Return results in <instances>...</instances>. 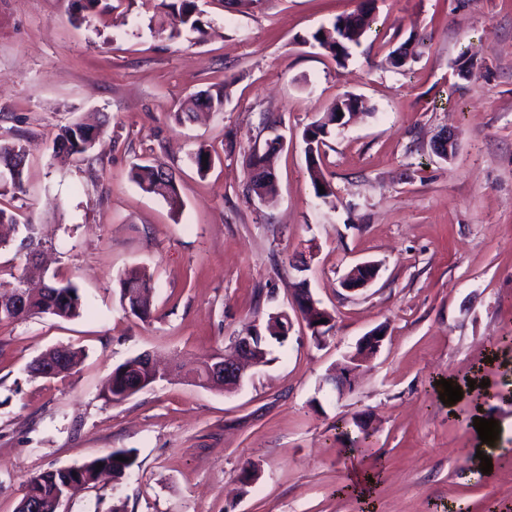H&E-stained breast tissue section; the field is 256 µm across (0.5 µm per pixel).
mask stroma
<instances>
[{"mask_svg":"<svg viewBox=\"0 0 512 512\" xmlns=\"http://www.w3.org/2000/svg\"><path fill=\"white\" fill-rule=\"evenodd\" d=\"M157 3L108 14L87 0H0V139H20L29 162L26 194L0 207L33 225L44 280L73 283L84 305L74 319L0 322V512H16L31 476L119 448L136 449L132 471L59 512H512V0H377L341 65L305 39L359 0H198L204 34L175 37ZM413 35L425 48L392 66ZM223 84V109L178 119ZM347 95L367 111L327 140L325 203L302 132ZM103 118L88 161L53 156L59 126ZM449 131L457 151L443 159L434 143ZM277 135V191L262 204L244 194L246 161ZM145 160L175 173L179 211L131 180ZM364 262L376 279L343 290ZM134 267L154 284L145 321L120 300ZM303 280L334 316L319 340L294 311ZM280 311L287 340L239 389L192 383L206 357ZM380 326L354 388L327 384ZM60 346L83 349L79 363L33 376L30 362ZM141 353L171 375L108 401L113 369ZM443 379L464 387L460 401L442 403ZM473 379L483 386L470 394ZM480 416L500 429L483 476ZM343 421L375 428L367 453L337 438ZM355 469L378 473L368 495L343 493Z\"/></svg>","mask_w":512,"mask_h":512,"instance_id":"obj_1","label":"stroma"}]
</instances>
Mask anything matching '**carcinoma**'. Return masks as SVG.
<instances>
[{"label": "carcinoma", "instance_id": "1", "mask_svg": "<svg viewBox=\"0 0 512 512\" xmlns=\"http://www.w3.org/2000/svg\"><path fill=\"white\" fill-rule=\"evenodd\" d=\"M372 10L362 11L359 22L351 24L352 15H339L333 22L335 37L328 39L319 37V33L312 34V40L336 60L343 61L350 55V50L361 44V41L370 29ZM158 25L161 29H170V36L180 34L181 30L188 29L203 32L200 11L197 0H161L158 17ZM228 97L227 88H219L215 92L205 91L191 98L181 109V113L190 116L199 108L221 110L224 101ZM352 99L344 97L336 100L323 115L307 126L302 134L305 144V156L307 172L310 184L316 197L326 200L334 196V190L327 180L322 168V147L326 145V139L336 128L337 112H350ZM104 123L94 124L78 122L59 127L52 140V150L55 154L83 157L95 146L103 133ZM27 154L18 141L0 140V173L16 171V175L7 178L0 177V196L11 195L13 197L26 193L25 169ZM160 164L144 163L136 164L130 171L131 179L137 183L140 189L151 195L162 197L170 209L177 211L182 203L176 184L170 182L165 191L157 190ZM324 187L325 193H319V187ZM18 220L16 215L6 209L0 208V246L10 242L9 234L17 231ZM152 290L151 277L146 270L132 268L120 279V293L122 301L128 305L131 313L140 319L150 316L149 302ZM82 301L72 283L56 281L39 293H27L23 306L18 310L4 308L0 310V321H19L32 316L50 314L61 318L72 319L81 315ZM281 313L271 314L265 326V340L259 344L261 360H266L268 341L274 340L283 343L286 340ZM81 351L72 347H56L46 351L35 358L29 365L30 372L36 377H56L66 373L75 365ZM138 373L147 378L151 370L141 362V356L136 355L118 365L112 371V377L108 388V400L120 403L127 395V375ZM373 432L367 427H360L357 435L343 430L339 436L350 443V447L366 450L370 447V438ZM122 456L126 461L117 460ZM136 450L122 448L108 454L97 457L81 466L45 471L30 478L27 481L25 493L20 500L17 512H25L26 501H34L40 505V512H57L60 500L70 497L76 492L89 487L96 482L103 471L112 473L116 480L123 478L136 464ZM103 463L102 468H97L98 463Z\"/></svg>", "mask_w": 512, "mask_h": 512}]
</instances>
